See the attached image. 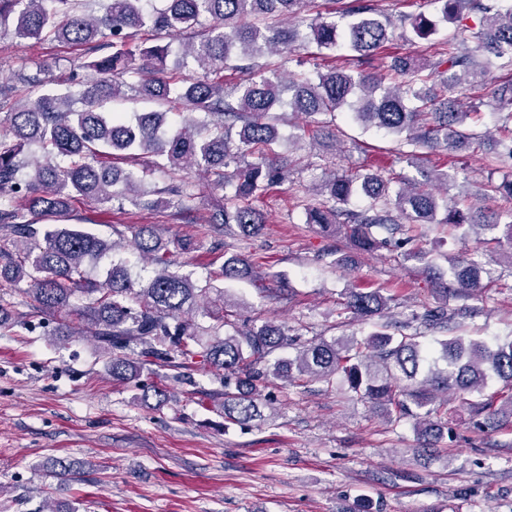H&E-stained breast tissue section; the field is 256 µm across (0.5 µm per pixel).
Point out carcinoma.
<instances>
[{
	"label": "carcinoma",
	"mask_w": 512,
	"mask_h": 512,
	"mask_svg": "<svg viewBox=\"0 0 512 512\" xmlns=\"http://www.w3.org/2000/svg\"><path fill=\"white\" fill-rule=\"evenodd\" d=\"M92 0H0V29L10 24L17 38L37 42L86 45L92 52L112 48L84 67L93 79L75 91H46L49 79L41 69L22 67L12 84H0V99L22 92L11 111L0 116L8 133L0 136V198L22 204L0 208V232L13 237L16 250H0V290L13 289L39 313L62 318L56 332L68 336L88 332L109 360L115 381L140 380L150 365L224 371V421L248 426L265 420L271 407L265 389L275 379L293 375L332 385L341 379L347 389L371 403L383 404L395 421L410 419L417 430L414 452L434 459L446 436H454L448 419L433 421L439 393L463 398L479 430L512 422V399L495 404L485 396L490 382L512 391V337L492 344L461 334L424 345L409 324L389 315L388 299L380 291H349L345 308L371 330L362 338L313 340L288 360L272 355L288 346V326L274 320L224 332V289L211 280H253L257 271L241 253H224V265L201 286L180 272L170 249L152 225L132 230L131 246L151 268L149 275H132L128 261L112 262L101 281L89 277V260L117 255L125 248L69 224L73 198L94 205L124 206L130 202L149 211L169 208L191 196L186 172L195 169L210 184L224 190V205L205 220L203 238L236 230L247 238L262 229L256 194L288 176L287 161L273 149L279 138L271 112L302 115L317 126L316 138L336 147V129L325 116L348 112L368 127L394 137L398 159L419 151L450 153L481 146L485 135L473 130L479 105L463 106L496 68L509 74L495 88L491 102L505 133L500 149L487 158L493 171L512 163V0H432L440 18L456 24L457 33L430 45L431 54L398 55L379 74L346 72L340 68L316 76H285L266 55L309 47L318 53L346 47L356 59L369 60L395 38V24L379 0H336L341 20L301 16L308 0H106L102 13L88 12ZM481 16L474 29L463 24V12ZM401 37L427 40L437 34L428 17L400 18ZM179 35V50L158 43ZM245 61V74L228 86L220 73L231 56ZM192 59L204 77L182 76ZM165 104L181 100L203 119H189L176 129L166 126L164 112H140L123 118L107 104L126 92ZM118 156L129 167L99 163ZM181 171L178 182L151 185L155 170ZM424 181H407L391 191V179L371 169L329 173L315 185L316 203H304L306 223L323 232L343 231L351 247L368 253L391 244L376 230L394 234L403 224H448L482 239L500 242L504 226L512 237V177L490 191L510 204L504 210L457 202L433 189L447 173L423 174ZM369 201L352 209L353 196ZM483 264L474 259L452 263L449 280L438 279L441 305L416 316L431 332L461 327L456 318L469 309L448 313V297L466 299L483 287ZM214 305L213 323L205 326L195 313Z\"/></svg>",
	"instance_id": "obj_1"
}]
</instances>
